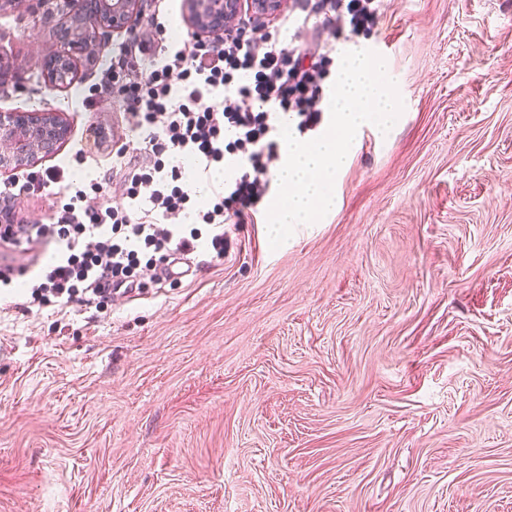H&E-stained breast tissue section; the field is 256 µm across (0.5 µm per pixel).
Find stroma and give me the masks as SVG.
Returning <instances> with one entry per match:
<instances>
[{
    "instance_id": "1",
    "label": "stroma",
    "mask_w": 512,
    "mask_h": 512,
    "mask_svg": "<svg viewBox=\"0 0 512 512\" xmlns=\"http://www.w3.org/2000/svg\"><path fill=\"white\" fill-rule=\"evenodd\" d=\"M57 0H0V113L71 128L39 168L110 165L96 61L46 85ZM404 109L358 133L339 206L271 249L104 308L0 297V512H512V0H389Z\"/></svg>"
}]
</instances>
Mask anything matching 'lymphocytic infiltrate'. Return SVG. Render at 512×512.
Wrapping results in <instances>:
<instances>
[{
  "label": "lymphocytic infiltrate",
  "instance_id": "lymphocytic-infiltrate-1",
  "mask_svg": "<svg viewBox=\"0 0 512 512\" xmlns=\"http://www.w3.org/2000/svg\"><path fill=\"white\" fill-rule=\"evenodd\" d=\"M316 28L377 31L384 0H322ZM167 13L156 8L141 22L136 51L114 50L98 68L97 89L129 115L137 150L113 143L112 165L101 179L80 186L62 168L25 170L18 191H0V241L36 243L47 261L20 271L0 267V293L23 280L30 302L64 307L104 305L118 287L143 288L145 272L174 253L203 251L224 258L226 225L253 224L266 196L268 173L278 160L271 140L279 115H292L298 130L320 124L323 83L335 64L328 43L307 49L279 34H254L249 16L225 29L219 41L188 34L167 36ZM234 155L238 173L198 205L184 188L178 159L211 167ZM121 195H110L112 180ZM53 193L57 203L45 223L17 222L16 193Z\"/></svg>",
  "mask_w": 512,
  "mask_h": 512
}]
</instances>
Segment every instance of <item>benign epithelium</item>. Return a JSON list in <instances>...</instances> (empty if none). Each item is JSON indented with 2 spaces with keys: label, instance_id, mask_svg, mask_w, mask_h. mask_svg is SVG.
<instances>
[{
  "label": "benign epithelium",
  "instance_id": "benign-epithelium-1",
  "mask_svg": "<svg viewBox=\"0 0 512 512\" xmlns=\"http://www.w3.org/2000/svg\"><path fill=\"white\" fill-rule=\"evenodd\" d=\"M288 0H186L185 21L203 37L217 38L224 28L247 12L261 23L281 13ZM71 16L89 19L90 26L66 32V54L79 61L99 54L110 35L130 30L145 0H72ZM62 54L46 57L43 67L48 86L57 88L67 81L61 74ZM70 127L56 112L17 110L0 116V163L23 165L40 154H51L68 139Z\"/></svg>",
  "mask_w": 512,
  "mask_h": 512
}]
</instances>
